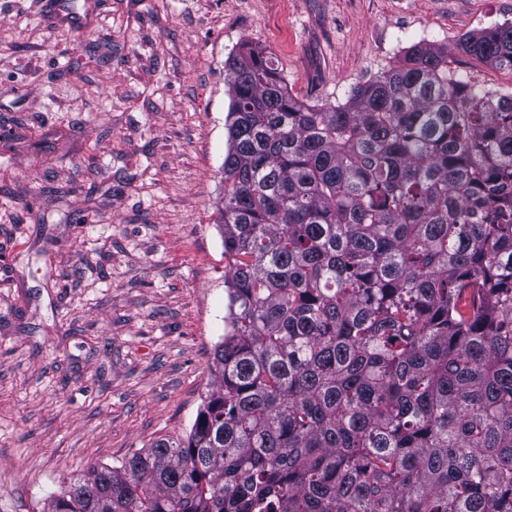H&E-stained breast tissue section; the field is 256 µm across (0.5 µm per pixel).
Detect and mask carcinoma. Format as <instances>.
<instances>
[{
    "instance_id": "1",
    "label": "carcinoma",
    "mask_w": 512,
    "mask_h": 512,
    "mask_svg": "<svg viewBox=\"0 0 512 512\" xmlns=\"http://www.w3.org/2000/svg\"><path fill=\"white\" fill-rule=\"evenodd\" d=\"M226 83L216 388L49 512H512V93L427 43L326 109L249 45Z\"/></svg>"
}]
</instances>
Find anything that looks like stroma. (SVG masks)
<instances>
[{"label":"stroma","mask_w":512,"mask_h":512,"mask_svg":"<svg viewBox=\"0 0 512 512\" xmlns=\"http://www.w3.org/2000/svg\"><path fill=\"white\" fill-rule=\"evenodd\" d=\"M0 0V512L188 434L224 334V63L346 103L415 43L464 54L512 0Z\"/></svg>","instance_id":"obj_1"}]
</instances>
